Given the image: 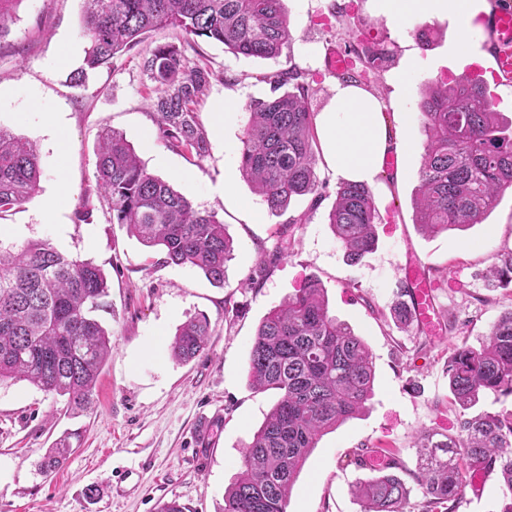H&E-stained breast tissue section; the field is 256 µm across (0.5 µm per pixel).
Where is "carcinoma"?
<instances>
[{"label":"carcinoma","instance_id":"obj_1","mask_svg":"<svg viewBox=\"0 0 512 512\" xmlns=\"http://www.w3.org/2000/svg\"><path fill=\"white\" fill-rule=\"evenodd\" d=\"M23 0H0V41L18 20ZM85 66L113 59L145 35L173 26L190 38L224 44L236 55L279 56L290 33L283 0H84ZM160 95L154 102L157 134L174 149L202 158L207 132L193 106L210 72L188 66L173 45H159L144 62ZM367 61L337 78L358 86ZM308 73L292 66L266 77L271 96L247 103L248 122L240 171L272 215L292 199L317 192L314 113L308 106ZM427 142L416 192V224L427 234L464 231L481 224L500 196L512 190V124L492 109L485 86L463 78L423 90L418 104ZM36 146L0 128V214L40 189ZM96 192L112 223L164 262L189 264L214 284H224L234 250L215 214L197 209L167 181L145 169L133 145L115 130L101 134L96 151ZM378 213L363 183L344 182L329 214L347 257L358 261L377 245ZM491 287L512 284V249L493 264ZM107 276L48 241L20 250L0 247V383L26 381L86 411L98 377L115 348L98 316L110 305ZM211 336L205 316L187 319L169 344L172 358L189 361ZM257 391L278 390L274 404L245 447L240 472L224 493V512H287L288 497L320 438L357 416L371 399L375 380L366 341L329 315L325 290L308 281L260 322L245 368ZM448 388L460 408L457 432L436 438L424 432L416 448L414 479L429 507L454 502L476 473L497 474L504 506L512 512V416L469 413L482 395H512V309L490 327L478 347L462 340L448 357ZM71 451L68 439L45 454L46 473ZM397 461L356 489L363 512H405L409 489L394 472Z\"/></svg>","mask_w":512,"mask_h":512}]
</instances>
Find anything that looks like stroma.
Masks as SVG:
<instances>
[{"mask_svg":"<svg viewBox=\"0 0 512 512\" xmlns=\"http://www.w3.org/2000/svg\"><path fill=\"white\" fill-rule=\"evenodd\" d=\"M291 32L278 57L237 56L223 44L190 40L178 30L151 32L117 56L111 68L74 73L89 45L80 34L83 0H23L11 35L0 42V126L35 142L40 157L39 192L0 218V244L22 247L35 240L101 266L110 281L111 313L105 318L116 346L104 366L91 410L73 413L64 399L21 382L0 384V512H155L175 500L187 512H221L224 492L239 472L242 452L279 398L278 391L251 389L245 367L251 338L263 317L308 280L324 288L329 313L369 345L375 366L373 395L365 410L324 435L290 494L287 512H361L355 485L372 470L358 459L370 450L396 458L410 490L406 512H422L423 497L412 476L421 432L456 429L459 409L448 392L447 361L454 344L479 346L498 316L512 308V286L492 288L488 271L498 253L512 249V191H506L484 223L465 231L422 234L414 205L426 143L421 117L404 124L391 101L397 79L416 70L409 98L447 71L489 64L484 35L471 54L456 52L454 16L430 20L431 41L414 34L422 18L404 25L374 21L367 0H283ZM368 26L384 46L383 69L365 88L384 100L383 120L394 137L411 138L416 151L401 155L372 185L379 213L376 248L348 261L328 216L337 182L317 165L318 193L293 200L273 216L240 173L246 104L264 99V75L298 65L314 77L309 98L321 112L332 97L326 51L344 45L347 30ZM173 44L190 64L212 71L196 110L209 132L205 157L179 153L156 138L152 118L157 92L145 69L151 49ZM237 107L221 134H213L219 101ZM57 116L60 134L45 125ZM106 128L122 132L140 149L148 172L170 182L200 210L215 213L233 239L223 287L198 269L168 264L162 252L144 247L112 223L96 193V148ZM152 135L153 150L142 149ZM68 205L51 212L57 192ZM87 220H80L81 212ZM288 237V253L277 249ZM415 258L437 285L441 331L430 336L400 327L393 305L402 285L400 266ZM206 316L211 336L204 353L181 364L168 350L188 318ZM203 415L217 418L209 448L194 437ZM76 433L63 466L44 474L48 448ZM96 487L95 498L86 490ZM496 476L468 482L455 512H500Z\"/></svg>","mask_w":512,"mask_h":512,"instance_id":"1","label":"stroma"}]
</instances>
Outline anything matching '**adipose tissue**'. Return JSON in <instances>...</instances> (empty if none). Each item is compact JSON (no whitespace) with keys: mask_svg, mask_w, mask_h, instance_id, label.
Returning <instances> with one entry per match:
<instances>
[{"mask_svg":"<svg viewBox=\"0 0 512 512\" xmlns=\"http://www.w3.org/2000/svg\"><path fill=\"white\" fill-rule=\"evenodd\" d=\"M368 7L394 24L412 17L454 15L461 25L457 51L468 54L474 50L473 20L479 12L478 0H368ZM384 108L380 98L363 88L341 80L334 82L330 104L314 120L323 161L334 177L375 183L391 149L404 153L413 150L412 140L394 141L383 121Z\"/></svg>","mask_w":512,"mask_h":512,"instance_id":"adipose-tissue-1","label":"adipose tissue"}]
</instances>
